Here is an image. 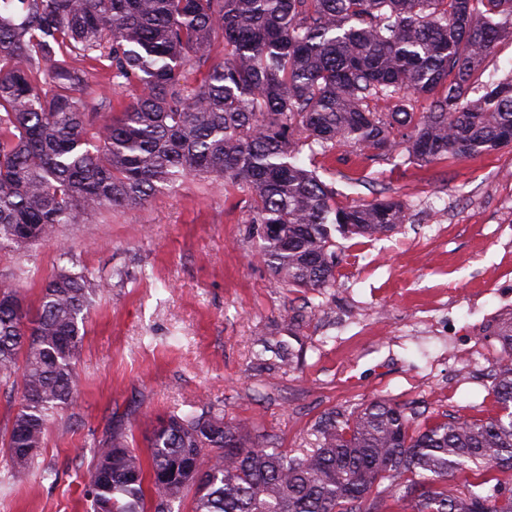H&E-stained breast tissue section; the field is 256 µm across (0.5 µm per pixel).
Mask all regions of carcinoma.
Returning <instances> with one entry per match:
<instances>
[{
    "instance_id": "cac0c4a2",
    "label": "carcinoma",
    "mask_w": 512,
    "mask_h": 512,
    "mask_svg": "<svg viewBox=\"0 0 512 512\" xmlns=\"http://www.w3.org/2000/svg\"><path fill=\"white\" fill-rule=\"evenodd\" d=\"M18 2L20 17L13 0L0 6V250L201 175L250 196L249 223L278 281L330 288L328 225L378 236L406 213L386 198L337 205L335 189L297 163L303 147L427 165L512 144V72L481 80L496 45L512 41V0ZM75 60L102 64L125 93L99 124ZM411 96L430 99L429 111H409ZM379 100L388 111L372 109ZM108 287L65 266L34 308L0 287V385L21 374L0 441L15 479L72 405L85 320ZM496 336L497 418L413 433L405 408L378 399L325 414L308 447L287 455L210 407L172 413L146 438L145 458L126 429H109L84 495L91 512H172L191 490L192 512H387L390 499L407 512H512L493 475L512 472V323ZM469 462L483 479L448 491Z\"/></svg>"
}]
</instances>
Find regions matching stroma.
<instances>
[{"label": "stroma", "mask_w": 512, "mask_h": 512, "mask_svg": "<svg viewBox=\"0 0 512 512\" xmlns=\"http://www.w3.org/2000/svg\"><path fill=\"white\" fill-rule=\"evenodd\" d=\"M299 161L339 205L385 196L407 212L376 238L333 232L336 282L321 291L278 282L258 258L249 196L201 176L0 251V286L32 306L59 263L113 277L86 318L75 400L25 481L0 453V512H90L82 489L110 427L141 449L158 418L208 403L290 454L323 414L376 399L406 407L419 428L500 415L493 386L449 388L444 348L456 336L500 355L474 331L469 300L512 298V145L422 166L346 147Z\"/></svg>", "instance_id": "obj_1"}]
</instances>
